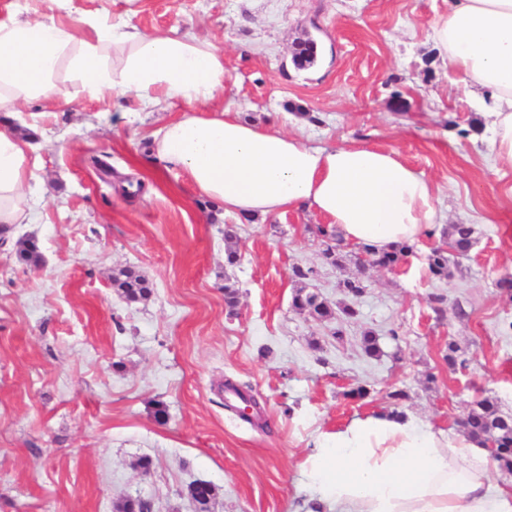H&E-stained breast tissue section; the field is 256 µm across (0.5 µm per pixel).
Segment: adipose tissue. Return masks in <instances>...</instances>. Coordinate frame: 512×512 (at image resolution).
<instances>
[{
  "label": "adipose tissue",
  "instance_id": "adipose-tissue-1",
  "mask_svg": "<svg viewBox=\"0 0 512 512\" xmlns=\"http://www.w3.org/2000/svg\"><path fill=\"white\" fill-rule=\"evenodd\" d=\"M463 90L485 91L493 162L512 166V0H448L433 22ZM67 70L92 99L136 98L143 108L180 102L191 113L155 135L156 157L202 197L249 219L310 210L345 242L386 251L441 223L439 190L392 150L320 147L211 104L224 94V49L190 35L150 33L105 13L72 22L0 20V113L27 103H69ZM26 144L0 129V229L32 218ZM467 438L410 412H379L320 434L306 457L305 512H512V482Z\"/></svg>",
  "mask_w": 512,
  "mask_h": 512
}]
</instances>
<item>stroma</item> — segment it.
<instances>
[{"instance_id":"stroma-1","label":"stroma","mask_w":512,"mask_h":512,"mask_svg":"<svg viewBox=\"0 0 512 512\" xmlns=\"http://www.w3.org/2000/svg\"><path fill=\"white\" fill-rule=\"evenodd\" d=\"M72 6L222 46L224 101L244 120L316 145L396 151L440 187L446 218L396 269L363 266L351 244L336 267L322 255V216L225 214L152 155L154 133L188 105L138 112L71 82L68 105L22 106L9 124L39 164L32 221L0 237V512H118L130 498L150 512H197L187 489L200 481L215 489L210 512H292L320 433L394 408L457 433L483 398L512 414V296L497 286L512 275V168L493 167L479 99L459 92L431 38L448 0ZM309 37L317 59L296 66ZM448 223L473 225L474 243L441 280L427 256ZM24 239L37 241L38 263L18 260ZM298 266L314 270L306 290L356 319L339 328L295 310ZM125 268L148 279L149 299L113 288ZM345 279L363 294L342 290ZM368 329L379 356L361 347ZM227 379L261 403L266 429L226 408ZM360 385L367 396L352 397Z\"/></svg>"}]
</instances>
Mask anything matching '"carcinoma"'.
<instances>
[{
	"mask_svg": "<svg viewBox=\"0 0 512 512\" xmlns=\"http://www.w3.org/2000/svg\"><path fill=\"white\" fill-rule=\"evenodd\" d=\"M472 234L473 229L468 224H451L443 232L450 249L456 254H463L469 249ZM448 250L437 248L429 256L428 269L433 276L446 279L451 275V254ZM409 251L410 246L407 244L381 254L364 249L365 253L372 256L375 265L384 268H393L400 264ZM17 255L19 260L26 263L38 262V243L31 239L18 242ZM112 283L128 297L138 295L146 298L151 294L147 279L131 269L120 271V275L112 277ZM293 305L297 311L317 321L331 323L336 320L335 310L325 300L303 288L295 294ZM463 431L483 448L487 447L489 440H494L495 459L500 462L501 470L512 472V417L501 415L494 402L483 398L474 402L463 424ZM188 495L199 512H208L214 489L208 483H194L189 486Z\"/></svg>",
	"mask_w": 512,
	"mask_h": 512,
	"instance_id": "obj_1",
	"label": "carcinoma"
}]
</instances>
